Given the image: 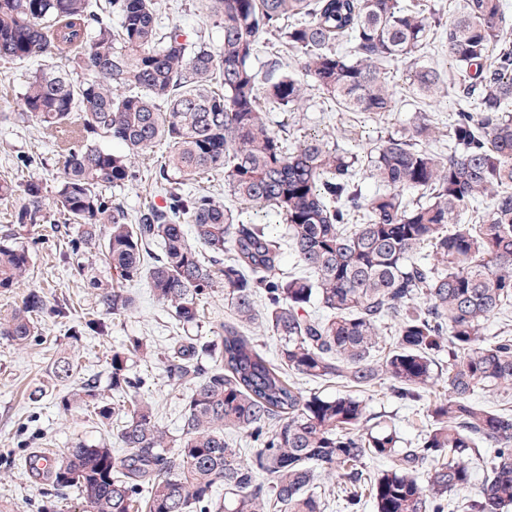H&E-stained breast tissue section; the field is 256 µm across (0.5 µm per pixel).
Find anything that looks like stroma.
<instances>
[{
	"mask_svg": "<svg viewBox=\"0 0 512 512\" xmlns=\"http://www.w3.org/2000/svg\"><path fill=\"white\" fill-rule=\"evenodd\" d=\"M158 3L163 26L179 25L192 39L206 43L212 50L220 49L222 31L205 19L199 0ZM41 66L38 60H0V177L12 176L16 186L12 197L0 198V235L13 233L16 243L28 247L32 257L26 283L9 292L0 291V313L9 312L29 289L43 290L47 296L41 317L42 336L26 345L0 336V512L83 510L75 495L60 496L50 486L35 483L25 467L29 455L56 456L75 442L93 444L109 432L108 426L93 414L63 412L57 397L65 387L56 383L50 373L55 355L63 351L74 354L83 373L104 379L113 347L124 343L127 337L142 336L160 347L177 333L173 319L154 301L145 281L139 279L125 284L136 298L135 308L109 322L107 335L73 340L67 333L68 318L57 315L56 307L62 302L69 304L75 318L99 312L98 291L89 282L97 279L109 285L116 277L95 256L87 254L80 264L72 263L66 247L72 231L61 224L55 209H48L45 222L39 227L14 221V213L23 203L26 181L40 180L46 191H53L60 167L53 141L37 127L13 118L21 108L29 76ZM392 90L395 107L380 120L365 113L339 111L319 93H312L300 114V126L335 130L344 148L363 150L381 135L402 131L411 113L420 106L402 75H395ZM159 162L156 155L136 159L135 180L117 191L129 216H136L150 203L164 205L167 184L159 177ZM137 371L147 379L151 398L159 403L162 425L177 429L181 392L171 390L154 363L139 364ZM365 400L368 413L385 416L405 441L418 442L427 424L422 403L400 401L383 385L368 391Z\"/></svg>",
	"mask_w": 512,
	"mask_h": 512,
	"instance_id": "stroma-1",
	"label": "stroma"
}]
</instances>
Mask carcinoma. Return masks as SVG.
<instances>
[{
	"label": "carcinoma",
	"mask_w": 512,
	"mask_h": 512,
	"mask_svg": "<svg viewBox=\"0 0 512 512\" xmlns=\"http://www.w3.org/2000/svg\"><path fill=\"white\" fill-rule=\"evenodd\" d=\"M223 33L215 52L181 28L165 31L155 0H0V59L55 58L34 73L18 119L61 135L52 198L29 181L15 223L41 224L48 204L74 226L71 255L98 251L118 278L146 281L180 334L157 349L133 336L112 349V390L78 376L71 356L53 378H78L60 398L89 410L112 439L79 441L55 458L47 482L83 500L85 512H502L512 506V334L488 335L512 307V24L505 0H466L445 21L402 0H206ZM294 57L297 72L272 67L259 80L251 61L263 40ZM446 49L458 80L418 62ZM422 101L463 102L448 122V154L428 147L432 112L408 131L380 138L362 156L334 133L290 142L288 119L315 89L342 112L377 118L393 110L385 65ZM80 72L72 78L67 68ZM475 104V109L468 104ZM287 115L277 132L269 113ZM123 143L125 155L99 140ZM164 146L165 205L130 219L105 188L135 177L134 160ZM378 189L367 195L360 170ZM224 173L233 204L186 195L179 182ZM479 212L469 210L476 200ZM279 213L285 235L252 215ZM157 244L160 252L152 253ZM296 259L283 273V246ZM31 253L0 240V290L29 274ZM105 314L133 299L98 281ZM224 289L229 318L214 336L201 300ZM43 292L31 289L0 317V335L26 344L42 335ZM277 342L270 358L255 329ZM103 317L83 316L69 337L103 336ZM448 355L446 374L439 356ZM152 359L170 386L188 388L178 434L142 393L137 363ZM300 379L344 392L305 391ZM426 403L416 448L396 427L373 420L361 394L385 383ZM502 400L497 406L476 399ZM244 434L256 444L227 439ZM485 473L475 495L472 464ZM383 462L372 472L368 463Z\"/></svg>",
	"instance_id": "cac0c4a2"
}]
</instances>
